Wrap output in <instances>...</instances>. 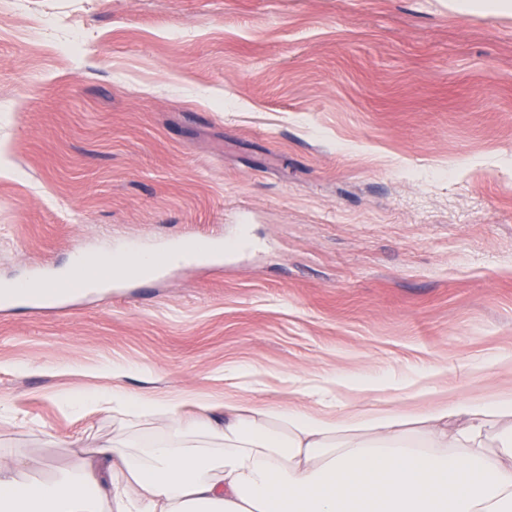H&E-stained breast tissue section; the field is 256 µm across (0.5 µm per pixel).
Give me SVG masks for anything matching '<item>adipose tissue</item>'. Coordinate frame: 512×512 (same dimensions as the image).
Returning <instances> with one entry per match:
<instances>
[{"mask_svg": "<svg viewBox=\"0 0 512 512\" xmlns=\"http://www.w3.org/2000/svg\"><path fill=\"white\" fill-rule=\"evenodd\" d=\"M135 263L163 260L104 255L76 265L101 285ZM320 382L312 407L120 386L62 394L70 411L145 417L161 432L135 453L118 440L112 463L55 480L0 461V512H512V393L446 400L437 382L408 379L403 390L429 399L425 410L386 400L355 410L341 398L350 378L328 372Z\"/></svg>", "mask_w": 512, "mask_h": 512, "instance_id": "1", "label": "adipose tissue"}]
</instances>
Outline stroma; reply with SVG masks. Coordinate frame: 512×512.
I'll list each match as a JSON object with an SVG mask.
<instances>
[{
  "label": "stroma",
  "instance_id": "35a3bbf8",
  "mask_svg": "<svg viewBox=\"0 0 512 512\" xmlns=\"http://www.w3.org/2000/svg\"><path fill=\"white\" fill-rule=\"evenodd\" d=\"M235 244L0 302V454L50 478L157 424L70 391L295 392L437 371L512 392V17L448 0H0V284ZM127 374L113 381L105 366ZM168 257L169 255L159 258L154 255L149 256L148 254H141L140 257L131 256L124 259L112 258V254L96 258L81 257L63 278L65 281H68L72 272L79 267L80 272L90 282L103 285L108 279L112 278V274L123 272L129 265H145L148 268L167 265Z\"/></svg>",
  "mask_w": 512,
  "mask_h": 512
}]
</instances>
